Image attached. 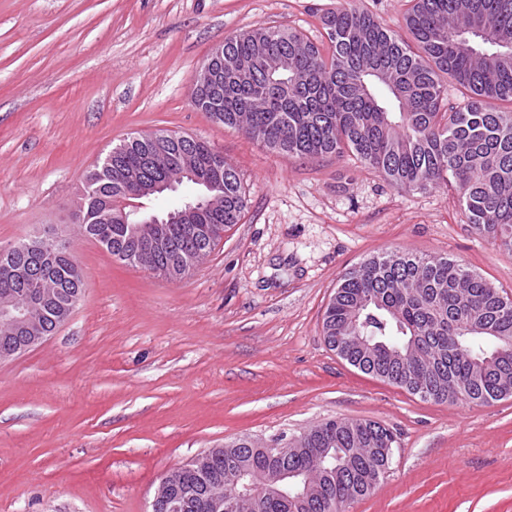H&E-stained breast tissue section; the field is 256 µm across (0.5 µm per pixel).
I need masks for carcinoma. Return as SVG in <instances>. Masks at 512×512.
<instances>
[{"instance_id":"obj_1","label":"carcinoma","mask_w":512,"mask_h":512,"mask_svg":"<svg viewBox=\"0 0 512 512\" xmlns=\"http://www.w3.org/2000/svg\"><path fill=\"white\" fill-rule=\"evenodd\" d=\"M328 55L280 27L240 30L224 39L220 111L210 116L290 155L343 156L349 150L402 190L454 186L468 222L512 251V0H412L410 38L353 7L328 13ZM460 87L450 105L441 77ZM189 150L202 180L215 181L220 204L193 224L165 225V244L139 253L147 231L120 221L116 182L171 180L167 164L147 163L155 144L139 138L112 148L85 179L82 233L130 266L153 265L179 280L210 254L245 209L230 162L212 167L214 148L190 136L163 141ZM112 206V223L98 219ZM44 280L41 331L52 335L71 316L67 298L84 293L75 259L17 256L0 268V300ZM509 297L448 257L406 250L373 256L342 277L323 316V336L361 372L436 402L489 403L512 396ZM32 332L0 322V350ZM395 433L374 421L330 419L296 448L272 460L265 449L234 441L170 470L166 483L206 487L238 478L264 483L271 472H297L288 498H244L238 512H337L370 492L389 469Z\"/></svg>"}]
</instances>
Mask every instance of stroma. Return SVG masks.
I'll list each match as a JSON object with an SVG mask.
<instances>
[{
	"label": "stroma",
	"instance_id": "stroma-1",
	"mask_svg": "<svg viewBox=\"0 0 512 512\" xmlns=\"http://www.w3.org/2000/svg\"><path fill=\"white\" fill-rule=\"evenodd\" d=\"M355 7L405 34L408 0H0V249L61 232L84 294L44 343L0 362V512H148L172 468L241 436L378 422L391 464L348 512H512V398L424 401L329 349L325 308L363 260H457L512 294V251L469 224L455 189L404 191L347 153L301 158L191 100L225 37ZM207 141L247 207L170 281L77 232L88 171L124 139Z\"/></svg>",
	"mask_w": 512,
	"mask_h": 512
}]
</instances>
